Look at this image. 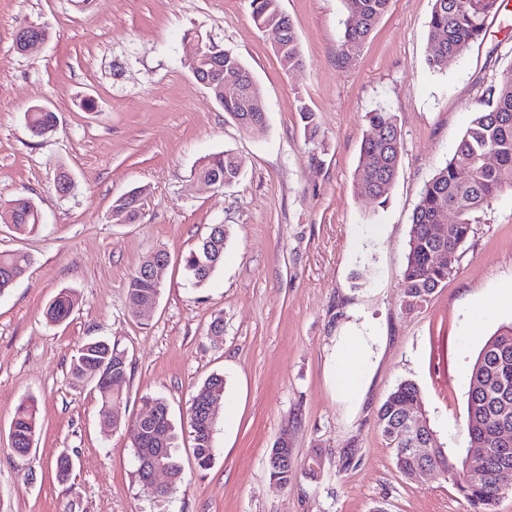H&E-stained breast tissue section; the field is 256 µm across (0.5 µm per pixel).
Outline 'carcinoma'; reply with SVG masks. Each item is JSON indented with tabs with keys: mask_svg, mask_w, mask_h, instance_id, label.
<instances>
[{
	"mask_svg": "<svg viewBox=\"0 0 512 512\" xmlns=\"http://www.w3.org/2000/svg\"><path fill=\"white\" fill-rule=\"evenodd\" d=\"M256 3L252 18L256 23L269 24L284 30L276 55L286 70L302 64L298 37L294 25L281 10L280 0H252ZM390 0H344L346 16L344 31L337 48L341 62L351 59L366 42L374 27L388 9ZM502 0H434L428 22L430 54L428 66L433 70L448 68V63L461 57L472 43L484 38L488 19L496 15ZM250 71L241 58L224 52V71L214 73V80H234L240 84V95L225 98L211 89L212 98L233 117L249 112L255 122L262 123L263 97L257 84L249 79ZM305 132L310 140L318 136L315 113L299 107ZM29 131L42 137L55 132L56 114L50 110L30 109L24 114ZM369 132L362 141L355 180L360 193L373 199L386 197L394 184L401 163L402 143L397 115L384 108L368 113ZM495 161L489 163L486 157ZM241 169L239 157L224 151L210 155L197 168V177H224V182L236 180ZM512 190V64L498 73L486 90L481 108L460 138L452 157L425 183L413 210L406 261L402 272L404 304L408 309L427 302L439 286L447 282L454 269L436 263L441 250L453 253L459 260L461 250L474 233L477 214L489 209L505 190ZM452 212L455 222L448 225L447 236L437 239L430 225L438 224L444 214ZM10 219L19 233H32L41 224L40 212L32 208L29 199L18 197L7 201L0 209V221ZM227 233L215 239H203L184 260V269L196 285L205 283L222 265ZM30 257L22 252L0 254V271H25ZM140 264L128 281V296L132 302H153L158 299L161 283L144 273ZM73 299L60 292L49 304L46 317L53 323L68 319ZM125 350L117 344L95 341L83 345L72 359L71 375L77 381L107 377L124 383L129 363L123 360ZM101 416L106 423L121 419L120 393L104 387ZM224 393V377L209 376L198 390L195 400L207 402ZM421 402L417 385L400 382L387 396L377 412V423L394 448L396 466L409 480H417L419 471L434 467L450 476L459 494L467 501L470 512H494V507L506 487H512V443L508 451L497 448L490 435L507 423L512 427V325L501 327L485 344L468 377L466 431L468 443L450 453L439 445L432 455L419 459L409 450L403 419L404 407ZM142 405L156 410L152 421L143 427L144 448H160L170 482L166 490L152 494L162 500L183 481V471L175 455V428L166 401L161 397L145 396ZM194 437V457L199 468L205 469L215 455L213 433L217 421L205 415H187ZM37 434V406L34 398L23 400L11 422V449L27 447ZM481 457L482 465L465 470L469 451ZM271 478L284 487L298 478L294 465H282L270 470Z\"/></svg>",
	"mask_w": 512,
	"mask_h": 512,
	"instance_id": "obj_1",
	"label": "carcinoma"
}]
</instances>
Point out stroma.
<instances>
[{
    "label": "stroma",
    "instance_id": "1",
    "mask_svg": "<svg viewBox=\"0 0 512 512\" xmlns=\"http://www.w3.org/2000/svg\"><path fill=\"white\" fill-rule=\"evenodd\" d=\"M302 55L284 70L275 35L252 20L251 0H0V203L34 201L42 222L17 233L0 223V252L31 264L0 295V512H469L452 480L406 479L377 423L404 380L447 448L467 445V374L487 340L512 323V192L475 225L455 273L429 302H402L411 217L425 183L450 158L498 72L512 63V4L489 18L484 39L436 71L427 64L433 0H390L360 51L338 61L343 0H281ZM46 27L27 53L17 30ZM240 56L266 104L262 133L243 130L184 66L198 38ZM58 126L32 136V106ZM316 114L309 141L299 106ZM395 112L398 177L386 201L354 182L367 114ZM242 161L224 187L198 181L209 155ZM67 172L72 188L54 180ZM144 189L136 223L112 221L116 198ZM229 230L224 263L189 284L184 259L212 225ZM169 255L156 305L133 314L128 281L152 251ZM69 291L74 309L47 322ZM223 333L210 334L212 324ZM375 334L374 369L358 398L336 390L344 337ZM128 354L122 419L103 426L95 381L73 380L84 344ZM224 377L215 457L200 469L187 414L203 381ZM165 399L183 482L155 501L137 476L133 423L142 399ZM37 402L29 455L11 449L17 405ZM287 437L297 466L318 455L316 480L288 487L267 459ZM73 463L58 479L56 461ZM73 305L71 295L67 291H61L49 304L46 317L53 323L63 322L71 315Z\"/></svg>",
    "mask_w": 512,
    "mask_h": 512
}]
</instances>
